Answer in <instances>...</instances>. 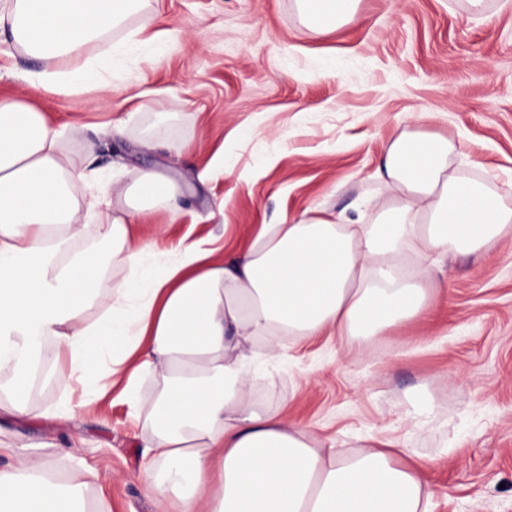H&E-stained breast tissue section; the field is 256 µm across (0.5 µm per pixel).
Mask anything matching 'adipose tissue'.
Segmentation results:
<instances>
[{
	"label": "adipose tissue",
	"instance_id": "adipose-tissue-1",
	"mask_svg": "<svg viewBox=\"0 0 512 512\" xmlns=\"http://www.w3.org/2000/svg\"><path fill=\"white\" fill-rule=\"evenodd\" d=\"M149 2L0 0V30L49 65L28 75V96L0 97V371L13 394L0 411L32 417L22 395L43 364L97 399L116 384L135 394L149 372L160 385L143 475L159 512H429L426 468L396 441L328 443L254 406L253 341L338 336L369 353L377 336L428 310L448 254L487 252L512 236V201L490 180L452 168L453 141L423 131L421 113L383 148L377 174L392 199L373 212L284 215L253 225L231 260L185 241L164 272L148 269L153 245L135 243L129 215L108 203L119 186L98 180L93 155L65 156L61 130L36 101L104 95L108 74L175 38L135 25ZM295 2L321 37L350 21L359 0ZM134 195L131 215L156 202L181 209L179 185L159 172H143ZM81 200L128 269L94 320L99 257L55 261L56 231L76 223ZM9 454L15 466L0 471V512H80L48 460L24 447Z\"/></svg>",
	"mask_w": 512,
	"mask_h": 512
}]
</instances>
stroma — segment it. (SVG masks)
Wrapping results in <instances>:
<instances>
[{
  "label": "stroma",
  "instance_id": "35a3bbf8",
  "mask_svg": "<svg viewBox=\"0 0 512 512\" xmlns=\"http://www.w3.org/2000/svg\"><path fill=\"white\" fill-rule=\"evenodd\" d=\"M136 23L181 35L164 54L132 59L104 99L47 94L38 105L69 154L97 143L105 177L181 182L178 216L158 204L131 224L134 241L155 243L154 266L185 239L228 260L251 225L388 201L376 174L383 144L420 112L431 115L426 131L454 142L453 165L489 174L512 200V0H486L478 14L466 0H360L320 38L295 0H154ZM44 67L0 36L1 95L25 96V74ZM61 239L58 265L88 252L103 261L96 317L126 267L91 220ZM435 279L449 295L378 337L372 356L335 336H285L269 363L256 343L248 396L322 440L399 439L426 463L430 512H512V237L448 258ZM157 384L144 377L135 402L117 385L98 400L48 373L25 395L34 420L0 414V444L50 459L83 512H155L139 472ZM422 393L435 413L425 427L407 416ZM71 402L75 416L56 420Z\"/></svg>",
  "mask_w": 512,
  "mask_h": 512
}]
</instances>
